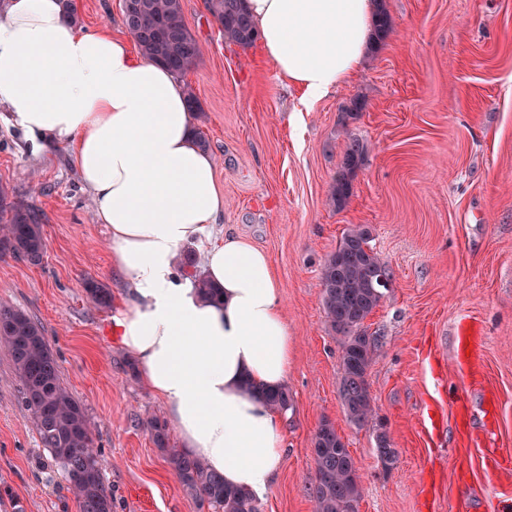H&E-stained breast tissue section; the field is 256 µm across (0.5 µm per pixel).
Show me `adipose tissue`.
Returning a JSON list of instances; mask_svg holds the SVG:
<instances>
[{"mask_svg": "<svg viewBox=\"0 0 512 512\" xmlns=\"http://www.w3.org/2000/svg\"><path fill=\"white\" fill-rule=\"evenodd\" d=\"M245 5L278 76L309 103L348 80L372 41L374 0ZM0 106L70 149L128 288L117 341L183 448L225 484L265 493L286 448L281 415L258 391L287 386L292 341L270 259L248 240L226 235L206 251L215 299L182 271L184 248L224 212L182 82L123 37L85 32L63 0H0Z\"/></svg>", "mask_w": 512, "mask_h": 512, "instance_id": "adipose-tissue-1", "label": "adipose tissue"}]
</instances>
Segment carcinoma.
Returning <instances> with one entry per match:
<instances>
[{"instance_id":"cac0c4a2","label":"carcinoma","mask_w":512,"mask_h":512,"mask_svg":"<svg viewBox=\"0 0 512 512\" xmlns=\"http://www.w3.org/2000/svg\"><path fill=\"white\" fill-rule=\"evenodd\" d=\"M131 2L132 13H124L122 18L140 54L177 76L193 69L200 47L185 24L181 0ZM206 7L225 40L247 47L258 39L243 0H206ZM375 16L376 35L381 39L394 26L385 0H377ZM364 155L362 142L355 138L347 142L330 196L332 205L340 207L352 195L353 174ZM369 239L366 228L348 230L327 257L321 273V304L326 322L341 340L339 395L347 420L359 428L375 415L368 373L378 340L366 335L364 322L384 296L377 275L387 269L369 246ZM46 248L37 208L14 199L1 186L0 253L38 262ZM0 323L7 326V334L0 335V342L7 346L19 375L21 402L32 413L51 462L65 472L80 512H112V498L103 484L86 409L63 386L57 360L41 327L25 312L4 306L0 307ZM261 396L277 411L285 413L292 408V395L286 388L263 391ZM143 426L173 469L182 491L200 507L206 506L212 512H258L249 491L225 485L224 478L210 471L202 459L177 447L160 416L147 417ZM312 444L314 512H357L358 468L331 421L322 420ZM376 451L384 468L394 464L396 449L381 429L376 434Z\"/></svg>"}]
</instances>
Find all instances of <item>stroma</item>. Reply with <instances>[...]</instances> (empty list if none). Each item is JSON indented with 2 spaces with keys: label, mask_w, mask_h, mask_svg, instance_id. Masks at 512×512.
<instances>
[{
  "label": "stroma",
  "mask_w": 512,
  "mask_h": 512,
  "mask_svg": "<svg viewBox=\"0 0 512 512\" xmlns=\"http://www.w3.org/2000/svg\"><path fill=\"white\" fill-rule=\"evenodd\" d=\"M84 31L123 30L120 0H75ZM393 32L344 84L298 111L301 90L259 45L225 41L206 0H182L201 47L183 75L199 100L224 193L213 236L270 257L293 351L286 455L258 512H314L312 438L330 420L361 477L358 512H503L512 503V0H386ZM360 111H349L351 99ZM367 153L343 208L330 202L349 138ZM34 204L39 263L0 255V306L38 321L63 385L86 408L112 512H201L141 421L165 406L112 334L126 284L70 152L39 151L0 107V186ZM362 225L393 285L366 319L376 414L357 428L339 397L340 345L320 303L321 267ZM194 244L203 253L212 238ZM107 288L96 307L88 282ZM476 336L477 372L457 355ZM0 344V512H79L52 465ZM397 459L383 468L376 430Z\"/></svg>",
  "instance_id": "1"
}]
</instances>
